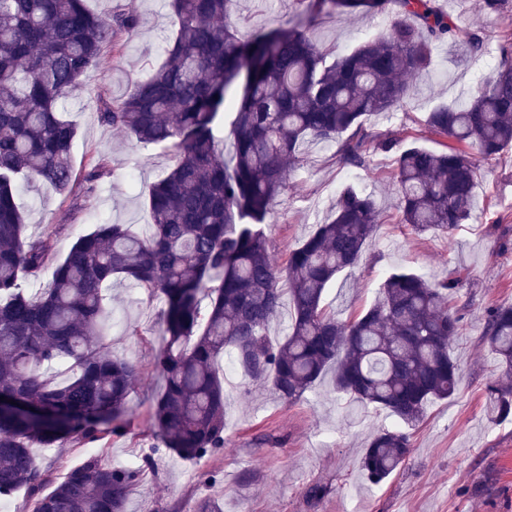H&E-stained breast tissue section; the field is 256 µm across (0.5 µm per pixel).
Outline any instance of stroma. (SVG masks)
<instances>
[{
    "mask_svg": "<svg viewBox=\"0 0 512 512\" xmlns=\"http://www.w3.org/2000/svg\"><path fill=\"white\" fill-rule=\"evenodd\" d=\"M460 28L489 36V53L512 44V0L488 14L483 0H437ZM104 17L136 14V36L116 30L99 64L83 79L82 92L67 103V119L77 128L72 164L77 178L108 158L114 174L103 176L93 195L75 197L40 184L18 190L27 214V233L36 237L57 226L54 253L63 256L77 236L109 221L144 229L150 221L145 191L163 177L171 156L154 145H134L97 119L105 103L145 78L163 60L174 26L167 0H86ZM249 19L241 34L264 26L303 19L301 0H238ZM388 14L326 16L313 30L320 45L345 52L367 36L385 32ZM484 64L460 66L439 48L428 71L412 81L406 111L370 118L381 131L439 149L425 119L439 105L467 100ZM302 163L291 173L267 233L278 259L330 220L345 183L365 188L382 217L359 264L341 273L326 292L328 313L341 320L360 314L374 301L387 270L405 268L437 278H459L453 305L461 315L452 354L463 372L458 394L428 405L424 419L410 428L411 451L405 465L378 485L363 475L361 462L371 436L394 420L384 410L336 393L331 379L306 391L293 404L282 402L269 384L232 375L226 391L224 447L214 455L187 461L167 451L150 420L152 396L160 382L153 358L161 344L160 299L119 280L108 288L103 331L113 353L133 363L138 375L129 397L127 427L102 453L107 464H128L148 456L126 504L127 512H197L199 502L218 512H512V416L491 423L485 418L484 390L498 374L482 336L489 307L512 304V150L478 160V185L471 216L443 238L416 234L400 222L394 156L377 155L367 169L343 166L334 145L307 139ZM324 487L312 502L309 486Z\"/></svg>",
    "mask_w": 512,
    "mask_h": 512,
    "instance_id": "35a3bbf8",
    "label": "stroma"
}]
</instances>
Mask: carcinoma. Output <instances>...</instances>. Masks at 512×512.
I'll return each mask as SVG.
<instances>
[{
	"label": "carcinoma",
	"instance_id": "carcinoma-1",
	"mask_svg": "<svg viewBox=\"0 0 512 512\" xmlns=\"http://www.w3.org/2000/svg\"><path fill=\"white\" fill-rule=\"evenodd\" d=\"M391 5L389 30L349 52L323 48L309 34L323 14H377ZM169 6L174 32L163 62L99 113L104 127L173 152L170 170L148 189L151 224L145 232L96 225L58 261L47 287L27 293L21 282L40 279L57 229L26 234L17 188L42 183L71 192L77 130L63 104L79 93L115 29L133 35L138 19L129 11L108 20L85 0H0V397L26 408L0 411V498L23 490L29 512H125L129 491L152 465L148 457L139 466H108L90 454L54 478L31 454L125 430L137 371L112 356L102 331L114 278L163 302L152 420L164 447L184 459L224 447L227 358L288 404L333 367L336 391L394 417L398 425L381 429L362 457L373 483L409 455L404 427L460 389L451 353L459 279L392 271L360 315L342 321L324 307L330 283L360 262L378 228L372 195L344 187L331 220L281 265L266 221L308 137L335 143L339 161L354 168L395 152L401 223L450 236L471 216L474 155L488 160L512 148V49L486 67L466 102L427 114V127L448 140L444 149L403 147L365 121L405 111L408 79L439 46L457 49L464 66L488 53L487 34L462 32L433 0H308L300 26L247 36L237 30L236 0ZM228 108L236 112L226 161L214 126ZM286 303L288 333L272 338L269 325ZM483 336L500 371L485 388L494 422L512 415V304L487 310Z\"/></svg>",
	"mask_w": 512,
	"mask_h": 512
}]
</instances>
